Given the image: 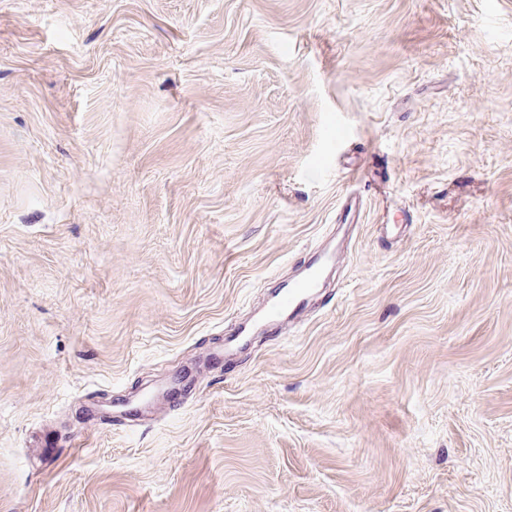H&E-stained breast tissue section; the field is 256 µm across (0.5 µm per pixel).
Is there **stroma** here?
Returning <instances> with one entry per match:
<instances>
[{"label":"stroma","instance_id":"1","mask_svg":"<svg viewBox=\"0 0 512 512\" xmlns=\"http://www.w3.org/2000/svg\"><path fill=\"white\" fill-rule=\"evenodd\" d=\"M0 512H512V0H0ZM335 263L336 251L325 253L307 269L303 277L289 282L288 288L279 289L264 309L261 319L264 333H277L284 314L307 305L311 294L319 286L324 267Z\"/></svg>","mask_w":512,"mask_h":512}]
</instances>
